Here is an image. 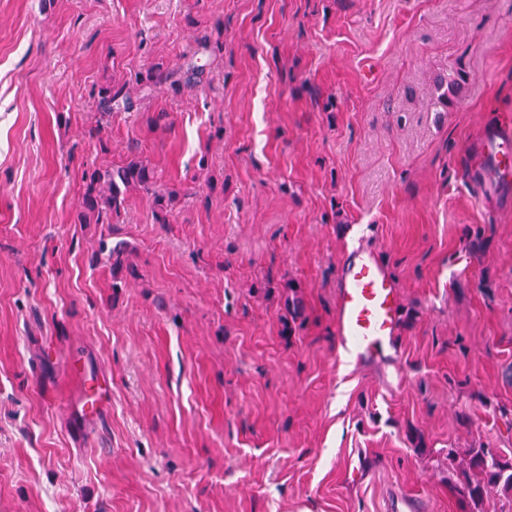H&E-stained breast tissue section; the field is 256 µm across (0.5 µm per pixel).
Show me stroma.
Segmentation results:
<instances>
[{"instance_id":"obj_1","label":"stroma","mask_w":512,"mask_h":512,"mask_svg":"<svg viewBox=\"0 0 512 512\" xmlns=\"http://www.w3.org/2000/svg\"><path fill=\"white\" fill-rule=\"evenodd\" d=\"M506 113L512 0H0V512H512L453 476L512 459V188L465 179ZM133 157L169 223L138 190L81 223ZM352 242L396 365L340 359ZM176 73L173 70L164 68L163 66L153 67L145 76L140 80V85L153 87L156 89L173 88L181 85V80L175 78ZM129 88L126 84L124 85H112L107 84L105 86H102L99 91V108L103 113H110L112 112V107L115 103H118L121 99L125 105L127 106L130 101V94H129ZM86 188L82 198L84 224H108L112 215H117L124 203V189L138 188L154 195L158 212V223H168V203L163 195L154 190V175L141 161L132 160L116 170L94 169L86 173Z\"/></svg>"}]
</instances>
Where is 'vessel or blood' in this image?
I'll use <instances>...</instances> for the list:
<instances>
[{
    "label": "vessel or blood",
    "instance_id": "b4317fda",
    "mask_svg": "<svg viewBox=\"0 0 512 512\" xmlns=\"http://www.w3.org/2000/svg\"><path fill=\"white\" fill-rule=\"evenodd\" d=\"M474 157L476 178L495 186L507 185L512 180V123L503 121L484 130ZM336 297L340 347L361 363L393 357L399 296L385 267L368 254L343 263Z\"/></svg>",
    "mask_w": 512,
    "mask_h": 512
}]
</instances>
